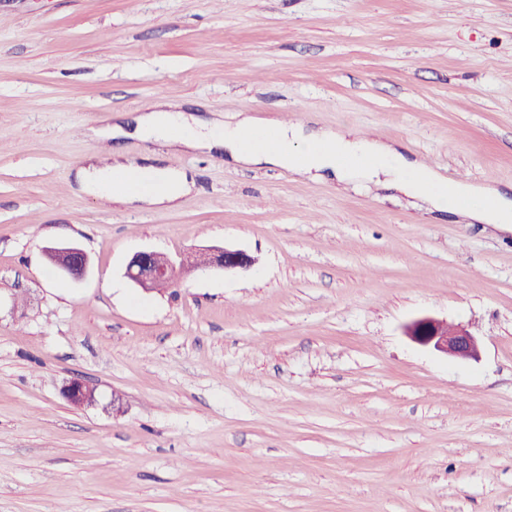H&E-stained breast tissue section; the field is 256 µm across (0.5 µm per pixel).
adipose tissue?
Wrapping results in <instances>:
<instances>
[{
  "label": "adipose tissue",
  "mask_w": 512,
  "mask_h": 512,
  "mask_svg": "<svg viewBox=\"0 0 512 512\" xmlns=\"http://www.w3.org/2000/svg\"><path fill=\"white\" fill-rule=\"evenodd\" d=\"M264 131L272 134V144L258 143ZM92 133L108 140L134 136L156 140L182 151L221 152L240 164H266L300 175L329 172L341 182L371 181L383 175L388 185L424 198L436 210L461 213L483 224H512V199L497 189L446 180L390 144L330 128L315 130L249 114L228 121L206 118L161 99L132 121L98 126ZM75 177L82 192L146 209L175 208L192 188L186 172L146 158L111 165L90 161L77 169Z\"/></svg>",
  "instance_id": "obj_1"
}]
</instances>
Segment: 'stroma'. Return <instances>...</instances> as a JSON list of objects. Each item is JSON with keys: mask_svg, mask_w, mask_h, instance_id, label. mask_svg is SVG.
Segmentation results:
<instances>
[{"mask_svg": "<svg viewBox=\"0 0 512 512\" xmlns=\"http://www.w3.org/2000/svg\"><path fill=\"white\" fill-rule=\"evenodd\" d=\"M157 98L294 112L512 197V0H0V512H512V232L86 135ZM117 153L195 186L172 210L80 192ZM224 244L255 265L124 276ZM422 316L478 360L414 344ZM74 378L96 404L66 401ZM51 265L65 278L81 281L87 275L89 258L87 253L76 244H59L45 248ZM125 277L144 293L164 290L159 287L166 289L175 282V266L163 253L139 251L128 261ZM405 334L415 344L454 360L468 361L479 357L477 339L461 323L423 316L411 321L405 327Z\"/></svg>", "mask_w": 512, "mask_h": 512, "instance_id": "35a3bbf8", "label": "stroma"}]
</instances>
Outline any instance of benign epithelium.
Returning <instances> with one entry per match:
<instances>
[{
  "instance_id": "1",
  "label": "benign epithelium",
  "mask_w": 512,
  "mask_h": 512,
  "mask_svg": "<svg viewBox=\"0 0 512 512\" xmlns=\"http://www.w3.org/2000/svg\"><path fill=\"white\" fill-rule=\"evenodd\" d=\"M51 265L65 278L81 281L87 275L89 258L76 244H59L45 248ZM255 263L247 251L233 247H211L202 253L193 269H215L226 271L246 270ZM125 277L144 293L159 287L174 284L176 273L173 262L163 253L139 251L128 261ZM405 334L415 344L440 352L454 360L468 361L479 357V344L469 330L460 323L423 316L411 321L405 327ZM93 391L85 381L75 378L62 389L63 397L74 407L94 402Z\"/></svg>"
}]
</instances>
